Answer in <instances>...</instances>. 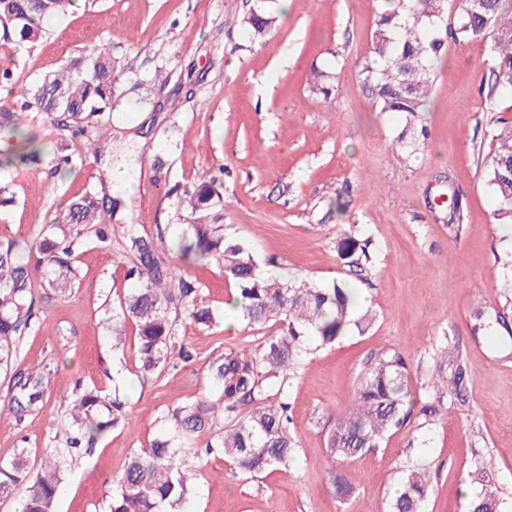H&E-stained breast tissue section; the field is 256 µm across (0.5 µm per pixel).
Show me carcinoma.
Listing matches in <instances>:
<instances>
[{
    "label": "carcinoma",
    "mask_w": 512,
    "mask_h": 512,
    "mask_svg": "<svg viewBox=\"0 0 512 512\" xmlns=\"http://www.w3.org/2000/svg\"><path fill=\"white\" fill-rule=\"evenodd\" d=\"M455 14L448 17V2ZM247 17V29L256 40L274 23L268 10L270 0ZM72 0H0V42L9 45L35 43L44 35L41 20L67 12ZM479 41L486 47L492 90L512 95V0H382L371 55L363 71L370 76L368 88L381 112H402L411 119L424 111L433 90L432 65L448 49V42ZM310 91L328 99L333 88L326 72H311ZM119 73L106 48H93L58 70L44 76L24 91L23 109L36 108L52 116L62 130L75 127L82 132L110 108ZM24 137L17 112H0V129ZM498 147L487 170L488 182L502 201L494 213L498 224H512V123L493 135ZM42 161V150L23 142L9 162L31 167ZM177 208L190 209L194 223L175 244L165 245L164 234L149 238L135 233L124 236L127 251L134 257L126 276L139 286L112 311V335L121 341L131 325L138 340L140 368L145 373L162 371L172 354L189 361L191 351L180 344L177 321L193 304V320L208 327L211 311L194 303L199 292L182 275L181 269L165 261L172 251L184 261L217 262L224 278L236 289L235 306L242 309L245 328L275 331L250 356L233 349L210 365L211 401L200 398L180 404L168 414V432L150 447L132 453L120 476L113 480L109 512H183L192 495L193 477L183 458L197 454L198 440L212 435L205 453L219 451L231 462L234 473L252 474L290 468L297 453L291 429V404L285 383L300 364L299 353H313L347 336L350 326L360 330L372 323L369 313L356 311L355 286L348 280L317 286L304 279L278 281L263 276L249 244L224 234V225L212 224L208 216L223 201L213 182H200L191 189H173ZM104 203L88 192L72 199L51 224H68L73 229L57 237L47 234L38 243L35 262L26 258L21 242L0 241V370L12 372L10 406L0 408V418L20 420L36 409L46 391L45 375L16 367L19 339L33 315L35 276L43 272L45 285L60 294L73 287L77 271L75 252L91 234L100 248L112 246V225ZM336 254L354 279L363 282L372 266L367 240L353 233L336 238ZM448 356L439 364L440 383L427 394L413 392L410 363L393 349L378 352L364 371L351 406L328 419L327 451L333 493L344 500L353 487L336 465L354 460L379 447L385 436L410 424L421 428L431 423L447 400L463 397L466 371L458 343L445 336ZM69 436L55 449L54 461L29 476L27 451L9 461H0V501L23 496V512H56L61 464L84 444L116 427L125 415L124 403L115 392L112 398L83 389L70 400ZM223 431L215 432L218 421ZM481 491L469 499V512H500L501 502L491 489L487 465L471 472ZM427 483L421 468L404 466L388 512H422Z\"/></svg>",
    "instance_id": "obj_1"
}]
</instances>
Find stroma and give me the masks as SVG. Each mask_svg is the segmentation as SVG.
Segmentation results:
<instances>
[{
    "label": "stroma",
    "instance_id": "obj_1",
    "mask_svg": "<svg viewBox=\"0 0 512 512\" xmlns=\"http://www.w3.org/2000/svg\"><path fill=\"white\" fill-rule=\"evenodd\" d=\"M255 2L77 0L47 20L36 44L0 48V69L14 73L6 96L14 109L23 89L94 46L107 45L124 70L101 151L84 153L85 136L31 109L23 128L44 160L9 167L12 139L0 131V180L16 190L15 203L0 209V241L39 240L68 201L88 191L119 204L111 247L89 243L75 255L71 295L36 294L18 365L47 369L48 388L24 421L0 422V461L24 448L29 471H37L69 426L67 402L76 390L120 391L124 420L69 458L57 497V512H108L129 455L166 431L164 415L175 402L204 395L212 358L228 348L253 354L254 333L224 328L234 288L212 262L185 266L214 316L207 328L181 316L191 361L143 373L134 331L118 345L105 324L132 286L122 245L128 228L150 237L163 225L167 240L177 239L191 218L176 210L172 188L215 178L226 232L251 245L268 276L293 273L318 285L346 279L336 237L351 230L370 239L373 274L359 291L373 322L321 349L288 379L298 439L293 466L251 477L233 474L218 454L193 459L198 476L186 512H386L409 461L429 485L423 512H466L461 485L487 459L504 512H512V361L503 357L512 335L495 315L506 303L503 264L512 245L493 218L500 202L487 178L494 131L512 121V97L490 93L483 44H450L420 115L429 139L392 150L405 116L376 108L363 71L379 0H291L286 10L274 0L276 23L252 42L244 29ZM315 67L329 73L335 98L310 93ZM160 69L167 82L156 81ZM62 144L79 156L69 171L55 167ZM115 165L134 174V196L106 180ZM478 307L485 312L479 322L472 316ZM448 334L469 374L463 400L432 424L395 430L379 448L342 464L355 493L337 500L325 470L328 418L349 407L367 360L383 349L408 358L412 387L425 393Z\"/></svg>",
    "mask_w": 512,
    "mask_h": 512
}]
</instances>
